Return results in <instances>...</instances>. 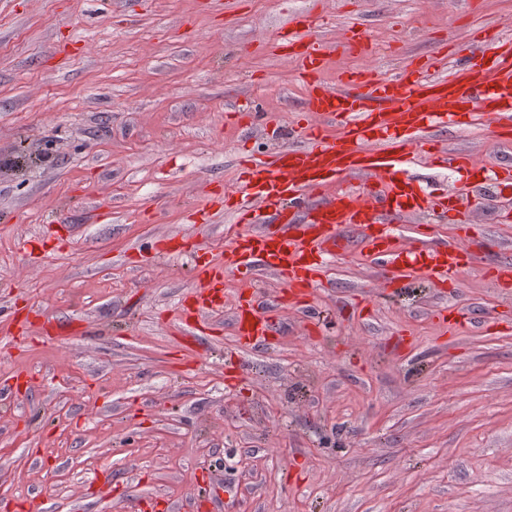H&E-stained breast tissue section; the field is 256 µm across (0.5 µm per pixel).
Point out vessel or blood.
I'll use <instances>...</instances> for the list:
<instances>
[{
	"label": "vessel or blood",
	"instance_id": "obj_1",
	"mask_svg": "<svg viewBox=\"0 0 512 512\" xmlns=\"http://www.w3.org/2000/svg\"><path fill=\"white\" fill-rule=\"evenodd\" d=\"M276 42L293 51L308 89L307 111L337 123L341 134L329 137L309 123L298 144L242 167L231 197L245 228L225 249L223 265L197 266V314L220 307L229 268L271 272L287 293L305 295L321 281L336 250L345 248L340 235L345 228L359 231L364 249L387 267L393 286L418 276L439 285L456 283L465 269V250L453 245L397 249L389 220L420 215L432 206L407 175L427 130L488 124L495 136L512 131V38L497 35L465 44L470 57L488 59L484 68L469 65L438 78L435 70L447 61L433 58L410 64L390 79L351 73L342 91L323 85L322 60L301 16L277 33ZM471 98L482 101V112L466 110ZM366 174L377 175V187L323 198L327 186ZM233 328L238 341L253 348L268 343L278 323L250 300L239 307Z\"/></svg>",
	"mask_w": 512,
	"mask_h": 512
}]
</instances>
